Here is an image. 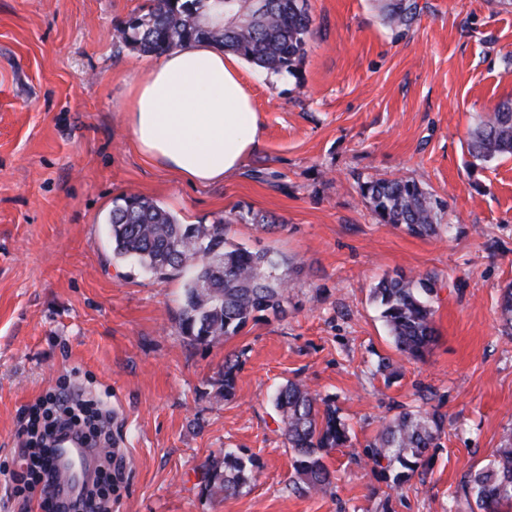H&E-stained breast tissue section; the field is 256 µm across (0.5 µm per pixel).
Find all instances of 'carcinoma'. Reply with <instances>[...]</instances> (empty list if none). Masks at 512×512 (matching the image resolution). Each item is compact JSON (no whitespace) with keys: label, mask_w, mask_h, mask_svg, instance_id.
<instances>
[{"label":"carcinoma","mask_w":512,"mask_h":512,"mask_svg":"<svg viewBox=\"0 0 512 512\" xmlns=\"http://www.w3.org/2000/svg\"><path fill=\"white\" fill-rule=\"evenodd\" d=\"M417 5L387 0L384 20L408 26ZM309 0H153L147 13L129 19L125 46L145 55H163L197 42H210L274 74L294 73L312 33ZM473 158L490 162L512 156V100L479 116L469 135ZM361 197L382 224H395L414 236L436 235L441 203L410 177L378 178L358 185ZM222 217L212 224H183L157 202L129 194L112 207L108 219L113 256L137 261L161 279L184 278L178 314L180 332L190 343L214 345L238 336L265 316H286L293 284L277 273L278 263L226 237ZM438 279L431 273L383 279L372 299L398 351L424 359L434 340L433 302ZM500 318L512 335V287L500 302ZM238 360L224 361V399L236 394ZM282 434L294 456L293 480L301 493L326 494L335 476L325 462L333 448L349 441L350 429L328 398L298 381L281 386L273 399ZM444 416L436 410L403 409L384 421L365 450L367 462L386 486L397 491L424 465L427 453L441 446ZM261 468L242 448H226L206 464L204 490L210 496L241 492ZM466 504L479 512L512 509V432L490 462L469 473L461 488Z\"/></svg>","instance_id":"cac0c4a2"}]
</instances>
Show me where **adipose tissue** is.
<instances>
[{"instance_id":"ef3b65f1","label":"adipose tissue","mask_w":512,"mask_h":512,"mask_svg":"<svg viewBox=\"0 0 512 512\" xmlns=\"http://www.w3.org/2000/svg\"><path fill=\"white\" fill-rule=\"evenodd\" d=\"M127 95L136 149L191 184L224 182L258 144L260 120L241 63L214 44L169 52L129 82Z\"/></svg>"}]
</instances>
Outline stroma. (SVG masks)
Returning <instances> with one entry per match:
<instances>
[{"label":"stroma","instance_id":"stroma-1","mask_svg":"<svg viewBox=\"0 0 512 512\" xmlns=\"http://www.w3.org/2000/svg\"><path fill=\"white\" fill-rule=\"evenodd\" d=\"M409 27L380 0H309L313 32L294 74L244 63L258 148L222 183L195 187L136 150L124 124L130 78L156 59L125 47L149 0H0V464L17 457L21 410L69 377L110 402L122 454L112 512H470L454 498L512 432V337L499 300L512 285V156L468 152L478 115L512 98V6L416 0ZM411 177L452 234L379 223L358 192ZM136 193L184 224L233 217L230 240L267 252L294 289L284 318L213 346L176 317L183 282L113 257L107 217ZM273 215L265 230L242 214ZM432 273L437 341L399 353L370 301L385 277ZM238 356L236 396L221 388ZM388 358L401 377L385 384ZM334 399L351 428L326 462L325 494L293 488L271 399L287 381ZM445 417L441 448L400 491L363 450L385 418ZM225 448L263 468L239 495L204 491Z\"/></svg>","mask_w":512,"mask_h":512}]
</instances>
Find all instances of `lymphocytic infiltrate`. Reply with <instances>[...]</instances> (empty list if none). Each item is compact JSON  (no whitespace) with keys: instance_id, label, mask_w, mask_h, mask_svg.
Listing matches in <instances>:
<instances>
[{"instance_id":"f902f5d3","label":"lymphocytic infiltrate","mask_w":512,"mask_h":512,"mask_svg":"<svg viewBox=\"0 0 512 512\" xmlns=\"http://www.w3.org/2000/svg\"><path fill=\"white\" fill-rule=\"evenodd\" d=\"M112 408L85 392L76 382L41 396L20 432L19 466L0 467V489L8 500L36 503L39 512H110L120 473L113 449ZM81 436L99 456L91 484L77 494H52L57 483L55 442L61 434Z\"/></svg>"}]
</instances>
